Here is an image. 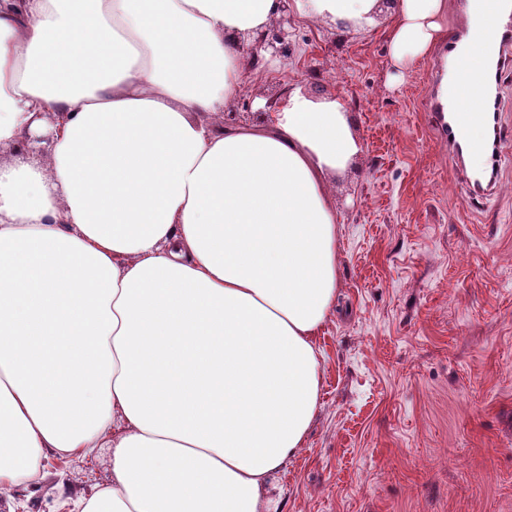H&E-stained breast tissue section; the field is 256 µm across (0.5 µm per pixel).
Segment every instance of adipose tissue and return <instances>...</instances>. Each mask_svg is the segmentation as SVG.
<instances>
[{
	"mask_svg": "<svg viewBox=\"0 0 512 512\" xmlns=\"http://www.w3.org/2000/svg\"><path fill=\"white\" fill-rule=\"evenodd\" d=\"M378 0H0V483L112 447L66 512H280L272 478L318 411L336 301L327 192L361 152L339 99L225 115L243 45L282 11L377 27ZM398 0L393 60L446 36Z\"/></svg>",
	"mask_w": 512,
	"mask_h": 512,
	"instance_id": "1",
	"label": "adipose tissue"
}]
</instances>
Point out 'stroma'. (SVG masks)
Returning <instances> with one entry per match:
<instances>
[{
  "instance_id": "35a3bbf8",
  "label": "stroma",
  "mask_w": 512,
  "mask_h": 512,
  "mask_svg": "<svg viewBox=\"0 0 512 512\" xmlns=\"http://www.w3.org/2000/svg\"><path fill=\"white\" fill-rule=\"evenodd\" d=\"M290 59L242 60L229 109L257 124L285 90L338 98L361 153L334 177L338 296L318 413L274 481L281 512H512V61L503 157L472 191L437 129L446 49L403 73L385 28L297 21ZM111 449L48 453L0 512H60L112 482Z\"/></svg>"
}]
</instances>
